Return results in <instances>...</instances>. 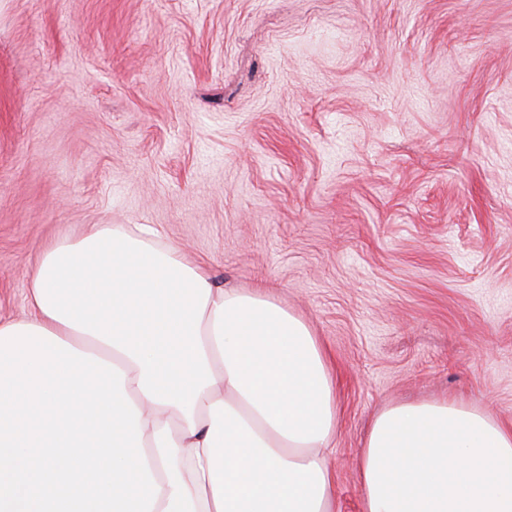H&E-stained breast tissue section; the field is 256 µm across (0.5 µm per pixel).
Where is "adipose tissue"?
Wrapping results in <instances>:
<instances>
[{"label": "adipose tissue", "instance_id": "1", "mask_svg": "<svg viewBox=\"0 0 512 512\" xmlns=\"http://www.w3.org/2000/svg\"><path fill=\"white\" fill-rule=\"evenodd\" d=\"M29 316L119 367L161 491L153 512H335L328 358L267 293L180 246L90 224L45 249ZM362 512H512V423L456 399L386 407L356 460Z\"/></svg>", "mask_w": 512, "mask_h": 512}]
</instances>
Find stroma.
I'll return each mask as SVG.
<instances>
[{
    "label": "stroma",
    "instance_id": "35a3bbf8",
    "mask_svg": "<svg viewBox=\"0 0 512 512\" xmlns=\"http://www.w3.org/2000/svg\"><path fill=\"white\" fill-rule=\"evenodd\" d=\"M147 224L325 348L336 512L386 407L512 420V0H0V319Z\"/></svg>",
    "mask_w": 512,
    "mask_h": 512
}]
</instances>
